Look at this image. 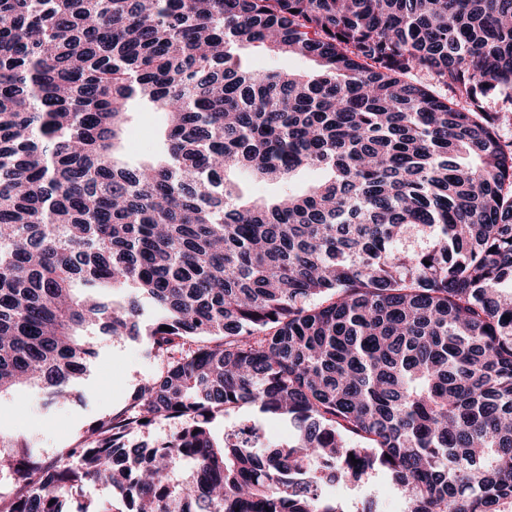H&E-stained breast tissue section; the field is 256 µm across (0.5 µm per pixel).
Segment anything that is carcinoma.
<instances>
[{"label":"carcinoma","instance_id":"1","mask_svg":"<svg viewBox=\"0 0 512 512\" xmlns=\"http://www.w3.org/2000/svg\"><path fill=\"white\" fill-rule=\"evenodd\" d=\"M507 89L512 0H0V394L67 398L99 335L158 362L68 461L0 455V512L104 479L134 512H345L324 485L378 469L404 512L512 504ZM143 109L166 151L130 166ZM307 167L269 202L235 177ZM245 404L296 438L218 444ZM243 56L253 68L258 70L284 69L310 72L314 69L312 62L293 56L276 55L253 49L243 50Z\"/></svg>","mask_w":512,"mask_h":512}]
</instances>
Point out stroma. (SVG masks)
Wrapping results in <instances>:
<instances>
[{"instance_id":"35a3bbf8","label":"stroma","mask_w":512,"mask_h":512,"mask_svg":"<svg viewBox=\"0 0 512 512\" xmlns=\"http://www.w3.org/2000/svg\"><path fill=\"white\" fill-rule=\"evenodd\" d=\"M165 116L160 112H139L133 117L123 141L125 159L143 162L155 159L163 148ZM155 362L144 357L141 343L133 338L99 337L97 355L76 381L70 400L48 403L40 385H24L0 396V433L27 442L42 458H55L74 447L87 429L102 414L123 408L136 388L155 373ZM244 419L260 420L265 437L274 444L294 440L296 430L290 422L261 418L258 410L244 406L215 424L223 434ZM330 492L344 507L362 506L373 499L379 512H403L404 501L391 480L378 473L364 482H339Z\"/></svg>"}]
</instances>
